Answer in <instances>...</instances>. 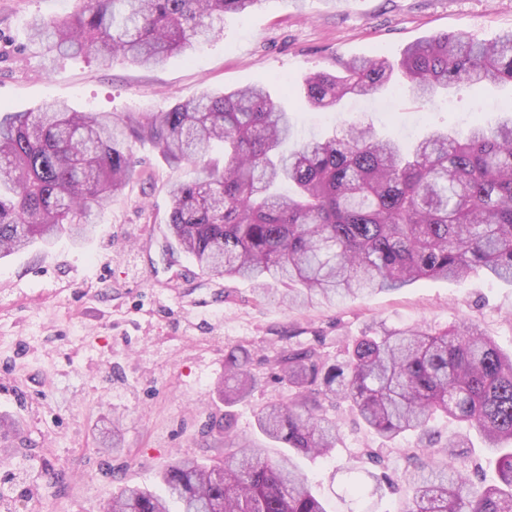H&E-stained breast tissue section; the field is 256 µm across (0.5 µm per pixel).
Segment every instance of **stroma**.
Here are the masks:
<instances>
[{
    "label": "stroma",
    "instance_id": "35a3bbf8",
    "mask_svg": "<svg viewBox=\"0 0 512 512\" xmlns=\"http://www.w3.org/2000/svg\"><path fill=\"white\" fill-rule=\"evenodd\" d=\"M76 0H0V106L26 111L63 101L79 112H165L205 91L261 85L294 119L298 138L370 123L412 139L435 126H464L512 97L510 88L461 85L429 104L401 94L347 100L323 114L298 92L304 77L339 73L344 62L398 60L411 44L465 31L491 41L512 31V0H263L224 17V34L162 64L138 67L117 56L103 68L88 55L47 66L27 47L33 16H58ZM135 176L114 195L94 235L61 238L0 259V417L18 431L0 454V512H102L119 487L161 491L177 457L207 463L225 435L246 439L275 459L256 414L288 401L275 357L314 344L343 360L354 338L420 327L443 331L478 318L504 351L512 350V287L474 272L461 283L422 279L402 290L307 307L288 306L279 289L259 294L251 281L204 274L180 247H168L170 183L203 175L200 163L172 165L152 144L134 142ZM243 347L258 383L225 404L224 354ZM332 456L300 461L332 512H401L410 495L400 481L414 437L384 443L344 408ZM119 422L122 449L105 455L99 440ZM385 473L400 489L353 501L345 470Z\"/></svg>",
    "mask_w": 512,
    "mask_h": 512
}]
</instances>
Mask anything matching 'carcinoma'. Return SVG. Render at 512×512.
<instances>
[{
  "instance_id": "1",
  "label": "carcinoma",
  "mask_w": 512,
  "mask_h": 512,
  "mask_svg": "<svg viewBox=\"0 0 512 512\" xmlns=\"http://www.w3.org/2000/svg\"><path fill=\"white\" fill-rule=\"evenodd\" d=\"M262 0H78L62 17H35L29 48L44 56L90 54L106 65L120 54L158 65L223 32L224 14ZM426 102L459 84L512 85V31L491 43L465 31L432 35L391 63L352 60L336 75L314 73L302 86L314 108L388 87L394 71ZM493 126L480 121L452 132L433 128L410 147L352 125L288 148L294 124L261 86L206 91L167 112H76L64 103L0 109V258L62 235L90 237L112 196L134 176L131 140L151 142L169 162H204V176L172 183L168 231L213 277L282 285L291 306L398 291L426 278L461 282L480 270L512 285V106ZM224 145V165L208 161ZM280 379L295 389L287 404L257 415L259 431L288 444L276 460L246 441H224L210 464L174 460L161 476L164 494L120 488L103 512H330L297 458H327L339 426L327 408L343 399L386 442L414 433L420 448L405 482L403 512H512V353L477 320L441 333L385 331L352 341L330 364L313 346L279 354ZM224 370L230 401L255 380L248 358L230 351ZM441 414L473 428L499 481L484 486L431 421ZM372 488L352 482V499Z\"/></svg>"
}]
</instances>
